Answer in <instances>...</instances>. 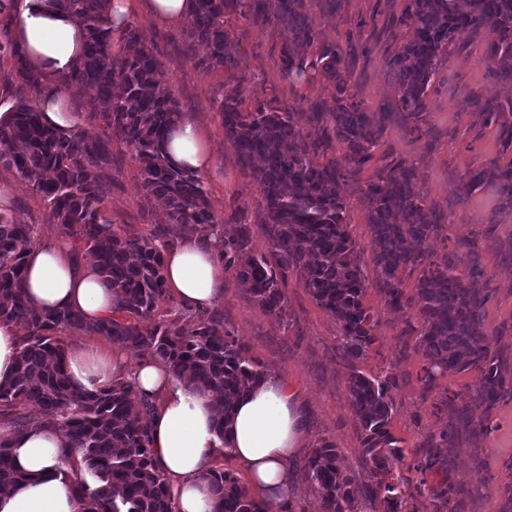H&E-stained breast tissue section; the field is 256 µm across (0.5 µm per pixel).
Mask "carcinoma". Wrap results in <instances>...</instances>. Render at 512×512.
<instances>
[{
	"instance_id": "cac0c4a2",
	"label": "carcinoma",
	"mask_w": 512,
	"mask_h": 512,
	"mask_svg": "<svg viewBox=\"0 0 512 512\" xmlns=\"http://www.w3.org/2000/svg\"><path fill=\"white\" fill-rule=\"evenodd\" d=\"M87 33L81 63L63 79L70 87H92L105 104L100 119L104 130L120 138L140 164V187L148 197L163 200L169 221L203 237L221 233L222 222L212 211L201 177L176 167L165 141L179 110L165 75L138 30L127 24L114 32L112 0H59ZM247 6L257 22L274 17L285 31L282 62L288 76L307 75L305 47L315 33L303 13L304 0H194L188 17L191 39L207 45V63L224 68L234 62V44L224 29V9ZM395 30H413L389 58L398 84L399 113L363 112L345 98L349 68L336 47L318 48L316 70L336 83V101L313 112H285L260 105L240 109L241 93L224 97V136L237 148L241 161L259 160L253 177L265 199L261 228L269 254L249 249L251 229L239 225L236 236L224 240V264L237 269L248 299L265 313L280 318L287 312L282 285L288 270L315 301L339 322L347 357L358 359L373 343V316L364 304L365 283L354 242L344 227L346 202L340 196L343 178L339 162L315 166L299 121L306 119L328 143L340 145L349 172L360 170L372 157L385 125L398 115L412 130L423 120L424 100L435 63L463 36L487 32L486 60L494 77L512 82V0H406ZM123 42L112 50L114 39ZM471 104L488 126L497 127L499 157L489 166L470 169L461 190L491 184L501 209L512 211V105L475 96ZM0 124V139L19 149L0 164L14 171L44 201L53 223L85 246L95 267L117 300L112 317L89 327L78 311L38 312L25 293V255L35 243V227L19 224L0 213V320L23 322L28 334L21 340L13 378L0 383V421L18 430L52 420L61 427L70 447L80 455L72 467L70 491L81 500L82 512H175L164 475L155 465L150 427L154 403L139 396L123 375L112 384L89 392L74 387L67 370V345L57 336L80 330L107 336L127 348L165 363L186 379L196 392L211 394L222 406L216 422L224 434V419L239 396L265 376L246 348L224 328L216 311L197 316L187 330L175 317L153 321L159 307L175 302L166 288L163 249L177 244L163 229L150 236L120 231L107 212L106 189L91 177L93 168L106 169L112 158L98 135L83 129L61 136L42 121L39 108L18 93ZM374 241L379 279L391 302L414 310L422 320L420 346L430 368L442 372L474 368L480 372L476 398L492 407L501 398L505 379L501 360L492 354L490 336L479 330L480 313L488 294L465 282L436 262L424 248L437 230L432 212L414 189L413 173L398 162L379 170L363 190ZM422 271L415 293L403 292L404 274ZM393 376L349 378L352 407L362 427V446L372 463L375 482L371 494L382 512L408 510L391 462L403 449L389 430L392 402L388 392ZM39 405L41 416L30 418L24 409ZM9 439L0 437V489L17 487L25 476L13 464ZM307 473L315 486L322 512H355L350 480L338 462L336 448L324 444L308 455ZM207 479L214 496L213 512H268L239 479L221 467ZM434 512H442L454 489L444 483L428 489Z\"/></svg>"
}]
</instances>
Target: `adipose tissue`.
<instances>
[{
  "instance_id": "obj_1",
  "label": "adipose tissue",
  "mask_w": 512,
  "mask_h": 512,
  "mask_svg": "<svg viewBox=\"0 0 512 512\" xmlns=\"http://www.w3.org/2000/svg\"><path fill=\"white\" fill-rule=\"evenodd\" d=\"M193 0H113L112 20L120 28L133 10L158 23L176 26L186 19ZM14 30L26 61L39 72L48 91L39 102L44 122L59 132H74L79 116L67 101L63 76L81 61L85 31L52 0H17ZM167 152L179 167L206 171L213 152L197 121L187 118L173 127ZM26 296L37 311L72 309L93 325L110 316L112 291L94 265L77 264L62 244L36 245L26 254ZM166 286L183 306H212L222 293L224 265L215 252L196 239L182 240L164 255ZM72 382L89 391L112 381L111 359L82 351L68 355ZM130 378L139 392L153 397L152 439L155 463L168 481L176 512H213V496L205 473L218 454H231L246 473L252 495L269 512H288V465L299 457L304 431L296 408V385L270 376L241 396L223 430H216L218 407L213 398L192 391L168 366L147 362ZM26 481L0 491V512H81L67 486L64 461L72 450L62 431L44 422L22 431L0 426Z\"/></svg>"
}]
</instances>
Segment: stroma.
<instances>
[{
	"label": "stroma",
	"mask_w": 512,
	"mask_h": 512,
	"mask_svg": "<svg viewBox=\"0 0 512 512\" xmlns=\"http://www.w3.org/2000/svg\"><path fill=\"white\" fill-rule=\"evenodd\" d=\"M404 6L405 0H342L340 8L331 11L325 0H305L304 14L318 43L336 45L348 59L347 95L362 111L396 109L397 83L387 64L395 46L384 28L387 19L400 15ZM130 21L159 61L181 114L198 117L214 152L202 179L224 234L206 238V245L222 251L225 237L246 224L251 228L252 252L268 253L269 242L261 228L262 194L251 168L242 163L235 145L224 136L218 105L225 92L235 87L242 92L244 110L268 104L289 112H308L333 104L335 83L317 72L305 81L288 77L281 57L283 31L273 18L261 23L240 10L226 11L224 25L236 45L234 64L228 69L207 65L206 46L190 39L186 25L162 26L139 11L132 13ZM476 95L512 103V84H501L489 73L481 34L464 36L439 59L419 129L409 130L397 119L388 123L373 158L360 172L340 182L347 201V232L356 245L366 285L365 303L374 317L375 341L366 355L357 360L347 357L339 323L303 287L299 272L287 274L283 285L287 315L279 319L248 300L235 269L224 270V294L216 308L224 316L225 328L267 374L301 387L306 446H335L341 469L352 480L359 512H379L380 505L369 497L372 467L362 452L361 424L351 403L348 381L355 372L396 378L389 391L393 405L390 432L404 456L392 467L407 484L408 505L414 512H433L427 490L444 480L456 491L454 512H498L512 485V391L489 408L475 398L477 370L444 372L427 379L428 363L418 340L420 323L414 310L395 308L389 301L379 280L376 246L362 202V191L377 170L399 161L412 167L416 191L440 218L428 250L460 274L467 273L471 259L479 261L482 275L475 285L488 295L482 328L491 334L505 329V336L495 337L492 348L504 358L503 376L511 379L512 214L502 212L493 186L468 194L460 190L463 174L488 166L500 150L495 128L484 125L470 104ZM69 96L80 115L81 128L101 136L112 158L111 167L96 171L95 176L105 184L113 221L135 235H149L158 227L180 235V228L169 224L163 202L143 195L139 165L131 150L120 139L105 136L96 115L94 89H73ZM0 192L8 195L17 223L36 225L38 244L65 240L59 225L49 220L40 197L5 167H0ZM61 337L69 349L120 358L116 367L120 373L139 359L137 352L105 336L71 330ZM454 402L468 406L478 433L449 431ZM443 430L448 433L443 451L447 471H422L426 448Z\"/></svg>",
	"instance_id": "35a3bbf8"
}]
</instances>
